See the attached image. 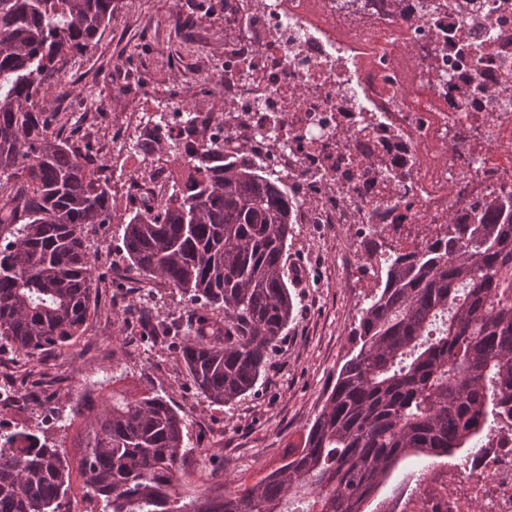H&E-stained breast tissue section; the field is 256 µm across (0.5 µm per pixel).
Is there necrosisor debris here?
<instances>
[{"mask_svg": "<svg viewBox=\"0 0 512 512\" xmlns=\"http://www.w3.org/2000/svg\"><path fill=\"white\" fill-rule=\"evenodd\" d=\"M224 7V151L285 179L300 224H358L376 268L512 194V0H194ZM475 87L463 94L464 85ZM377 512H512V417Z\"/></svg>", "mask_w": 512, "mask_h": 512, "instance_id": "1", "label": "necrosis or debris"}]
</instances>
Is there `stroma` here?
<instances>
[{
  "label": "stroma",
  "mask_w": 512,
  "mask_h": 512,
  "mask_svg": "<svg viewBox=\"0 0 512 512\" xmlns=\"http://www.w3.org/2000/svg\"><path fill=\"white\" fill-rule=\"evenodd\" d=\"M180 2L124 0L112 22L46 92L61 137L79 140L90 131L79 112L63 108L76 101L106 110L108 120L98 130L121 141L123 149L98 156L112 173V220L85 231L98 281L86 331L62 348L43 352L34 369L19 372L18 378L25 383L48 373L65 379L57 399L25 408L20 419L73 462L80 451L72 446L79 427L70 421L71 408L82 382L113 373L114 393L132 400L154 390L169 397L185 420L179 491L192 497L254 484L301 445L342 367L357 351L352 330L372 276L346 277L345 262L361 268L368 264L358 231L335 224L317 230L295 225L287 261L293 318L256 386L227 405L212 403L196 389L178 348L121 333L122 316L139 286L120 245L133 211L127 200L137 186L135 172L147 167L133 148L143 129L140 115L161 105L170 112L185 103L207 107L221 94L224 14L201 17ZM145 307L183 324L194 316L192 304L178 290L159 284Z\"/></svg>",
  "instance_id": "stroma-1"
}]
</instances>
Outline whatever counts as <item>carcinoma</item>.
<instances>
[{
	"instance_id": "cac0c4a2",
	"label": "carcinoma",
	"mask_w": 512,
	"mask_h": 512,
	"mask_svg": "<svg viewBox=\"0 0 512 512\" xmlns=\"http://www.w3.org/2000/svg\"><path fill=\"white\" fill-rule=\"evenodd\" d=\"M113 0H0V347L35 359L86 330L97 284L83 229L109 224L112 195L88 146L51 131L45 90L68 57L109 25ZM193 183L173 178L153 208L124 224L121 250L143 283L199 306L183 337L188 376L211 402L252 390L293 314L285 255L295 200L247 153L202 142ZM364 296L359 350L303 447L222 500L185 501L176 465L184 420L151 391L72 406L82 419L78 471L99 512H364L406 456L473 448L498 413L512 415V196L478 201L448 223L446 248L396 260ZM0 434V512H60L71 467L57 445Z\"/></svg>"
}]
</instances>
